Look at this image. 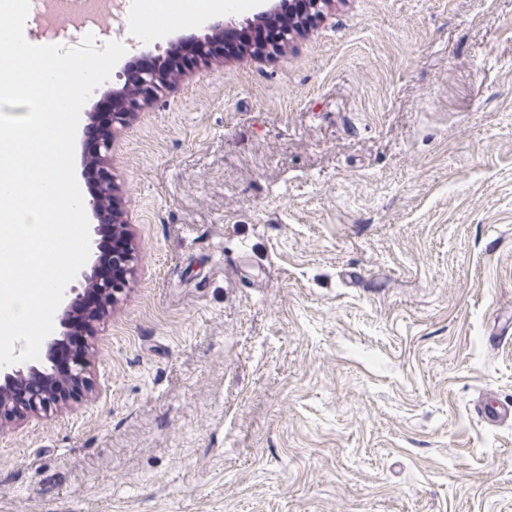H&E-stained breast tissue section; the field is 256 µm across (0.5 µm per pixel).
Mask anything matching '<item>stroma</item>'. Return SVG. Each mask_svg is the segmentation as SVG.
Masks as SVG:
<instances>
[{
    "label": "stroma",
    "instance_id": "1",
    "mask_svg": "<svg viewBox=\"0 0 512 512\" xmlns=\"http://www.w3.org/2000/svg\"><path fill=\"white\" fill-rule=\"evenodd\" d=\"M112 173L135 273L0 512H512V0H335Z\"/></svg>",
    "mask_w": 512,
    "mask_h": 512
}]
</instances>
